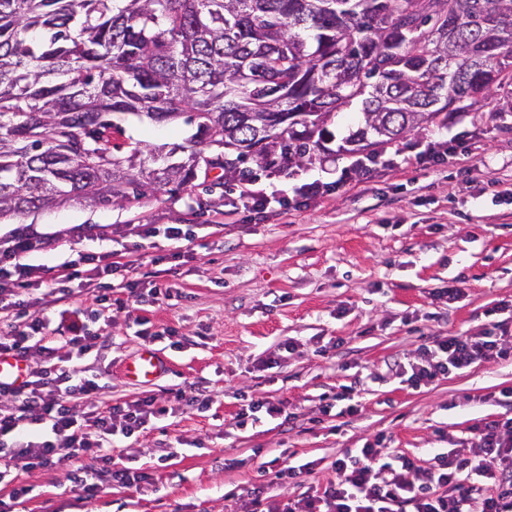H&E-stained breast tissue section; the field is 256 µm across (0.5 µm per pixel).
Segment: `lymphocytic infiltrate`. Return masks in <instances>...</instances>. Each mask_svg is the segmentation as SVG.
Segmentation results:
<instances>
[{"mask_svg": "<svg viewBox=\"0 0 512 512\" xmlns=\"http://www.w3.org/2000/svg\"><path fill=\"white\" fill-rule=\"evenodd\" d=\"M328 189V183L314 181L291 194L268 193L247 181L230 212L263 215L274 206L283 212ZM121 233L132 238L133 249L161 237L170 251L154 257L153 271L139 279L131 278L128 264L108 252L79 254L49 274L29 260L46 244L32 227L0 239V355L29 364L21 384L0 383V483L21 468L51 470L63 459L81 457L93 460L94 468L78 467L69 479L86 498H94L106 484H153L146 469L113 464V442L139 437L153 418L170 411L203 412L211 406V396L200 389L176 395L169 406L152 397L107 404L100 399L97 379L78 375L74 360L101 349L104 340L79 317L58 330L60 305L81 289L98 306L121 310L127 299L113 298L117 286L137 303H158L166 295L162 265L179 258L193 239L186 224H128ZM500 328L492 321L477 335L433 337L413 360L394 362L392 369L418 387L455 370L505 359L512 351ZM34 424L46 425L47 434L32 433ZM382 443L378 437L338 456L332 464L336 478L323 491L303 492L269 512H512V416L477 424L468 450L435 454L426 468L409 456L382 451Z\"/></svg>", "mask_w": 512, "mask_h": 512, "instance_id": "f902f5d3", "label": "lymphocytic infiltrate"}]
</instances>
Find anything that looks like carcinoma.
Wrapping results in <instances>:
<instances>
[{
	"instance_id": "cac0c4a2",
	"label": "carcinoma",
	"mask_w": 512,
	"mask_h": 512,
	"mask_svg": "<svg viewBox=\"0 0 512 512\" xmlns=\"http://www.w3.org/2000/svg\"><path fill=\"white\" fill-rule=\"evenodd\" d=\"M512 68V0H0V219L376 156ZM127 115L195 127L125 136Z\"/></svg>"
}]
</instances>
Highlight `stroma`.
I'll return each mask as SVG.
<instances>
[{"mask_svg": "<svg viewBox=\"0 0 512 512\" xmlns=\"http://www.w3.org/2000/svg\"><path fill=\"white\" fill-rule=\"evenodd\" d=\"M330 130L320 160L288 176L260 173L259 184L289 191L349 166L351 123L342 119ZM460 131L466 137L446 163L395 165L369 178L352 173L277 216L243 213L238 223H223L238 186L210 190L216 175L203 172L193 191L175 196L121 207L73 204L0 221V237L22 223L41 230L48 244L36 261L46 269L79 252L109 251L134 278L151 271L166 241L133 253L120 234L76 242L69 228L192 225L193 242L163 278L168 299L148 312L153 330L170 327L187 339L179 350L155 342L168 369L150 383L123 375V362L142 345L136 308L96 320L108 344L78 365L98 376L107 401L164 402L195 384L213 398L209 411L161 418L113 448L116 463L132 458L152 469L154 487L107 486L85 499L68 479L80 465L71 459L50 471H19L17 482L29 492L15 500L10 486L0 487V512H241L271 461L311 466L300 484L269 486L279 501L301 486L327 485L337 455L380 434L391 450L424 466L429 449L467 447L473 426L505 413L497 395L512 388V358L420 388L384 376L388 360L413 358L431 336L481 333L488 310L512 330V80L503 79L474 110L435 121L386 151L408 153ZM456 278L463 296L449 303L433 297ZM288 338L297 350L260 369V359ZM349 386L360 391V413L349 420L322 414ZM251 397L280 403L288 426L263 414L236 428L240 405Z\"/></svg>", "mask_w": 512, "mask_h": 512, "instance_id": "1", "label": "stroma"}]
</instances>
